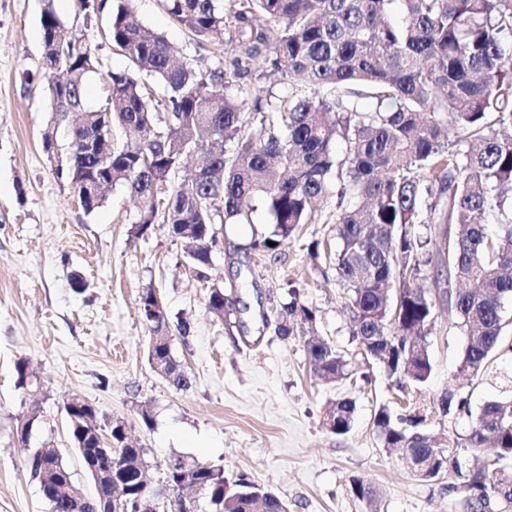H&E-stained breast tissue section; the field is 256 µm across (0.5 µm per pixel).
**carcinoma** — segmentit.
Listing matches in <instances>:
<instances>
[{
  "instance_id": "carcinoma-1",
  "label": "carcinoma",
  "mask_w": 512,
  "mask_h": 512,
  "mask_svg": "<svg viewBox=\"0 0 512 512\" xmlns=\"http://www.w3.org/2000/svg\"><path fill=\"white\" fill-rule=\"evenodd\" d=\"M171 19L201 43L229 31L230 56L215 68L180 60L178 48L143 24L128 0H103L110 19L112 47L130 62L109 74L104 107L111 127L106 148L84 153L86 132L53 119L46 140L63 131L75 152L65 173L79 192L99 199L84 204L90 214L103 205L104 191L127 188L139 207L132 232L141 237L156 224L169 226L174 239L188 243L186 264L199 278L212 265L219 232L214 222L238 224L248 217L244 203L257 200L269 214L272 232L256 233L248 248L273 252L280 240L304 224H334L340 245L327 252L329 268L344 288L352 336L366 356L382 354L381 364L403 391L428 381L429 344L439 317L467 338L456 377L462 383L438 398L441 415H472L465 387L489 383L500 396L485 401L461 446L493 453L492 471L458 473L466 487V512H488V482L499 486L512 505V374L497 361L512 355L506 303L512 302V217L504 214L512 192V49L502 41L512 32V0H237L230 14L224 0H164ZM42 40L68 33L51 6L42 12ZM263 59L288 81L275 94L240 80ZM102 65L81 39L69 38L43 54V74L58 111L84 102V77ZM236 87V93L227 89ZM468 144L454 149L449 135ZM349 155L338 160L335 146ZM201 156L200 176L175 185L178 172ZM336 197V211L324 217V203ZM442 241L436 265L439 300L419 287L432 263L427 246ZM272 245H267V242ZM283 304L276 333L283 339L307 336L315 311L296 291ZM207 306L224 322L227 335L241 331L231 320L235 301L226 289H209ZM150 366L173 387L190 379L171 351V326L163 314L146 325ZM377 340L362 345L363 339ZM314 373L324 381L346 377L347 361L328 340L306 341ZM16 386L41 387L28 361L14 363ZM355 402L338 400L325 410L330 432L351 429ZM70 443L82 467L112 474L121 487V512H147L138 477L148 468L145 449L129 442L119 419L99 414L87 400L64 406ZM41 418L35 403L16 418L21 448ZM374 426L389 448L412 457L427 481L448 471V448L430 443L435 432L427 416L396 414L382 405ZM50 512H114L111 491L94 486L79 506L68 495L73 472L59 449L28 455ZM164 487L173 493L169 512H189L183 504L184 479L201 484L206 496L195 512H288L276 494L240 474L233 483L224 467L192 469L181 457L165 460Z\"/></svg>"
}]
</instances>
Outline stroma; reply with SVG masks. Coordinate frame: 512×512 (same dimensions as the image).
Here are the masks:
<instances>
[{"label":"stroma","instance_id":"obj_1","mask_svg":"<svg viewBox=\"0 0 512 512\" xmlns=\"http://www.w3.org/2000/svg\"><path fill=\"white\" fill-rule=\"evenodd\" d=\"M47 4L103 60V70L86 78L88 106L105 98L108 72L129 66L107 37L106 18L82 0H0V512H49L15 433L17 417L32 403L41 405L44 418L27 448L64 450L76 480L87 483L69 449L62 413L74 395L101 414L125 419L133 442L146 450L154 485L163 478L164 460L180 455L223 466L231 481L246 474L284 499L289 512H465L460 494L450 489L454 472L422 480L377 435L374 413L395 405L398 389L377 362H365L343 288L326 283L325 261L308 252L316 239L337 246L334 225H307L275 254L260 256L247 249L252 232L272 226L264 210H255L250 223L220 234L213 265L200 280L167 225L132 236L136 203L126 188L114 187L101 208L84 213L42 149L52 116L48 83L40 78ZM130 7L182 56L204 68L217 66L224 37L196 44L162 0H130ZM76 272L87 282L80 293L70 286ZM215 285L234 289L247 306L235 336L206 308ZM146 288L158 294L171 324L189 325L188 335L172 340L191 378L189 390H176L147 362L138 312V295ZM292 288L315 309L317 332L344 356L348 378L319 381L304 336H276L273 324ZM428 342L432 377L408 399L454 442L467 435L473 419L442 417L437 399L453 383L465 338L441 317ZM21 357L41 380L38 396L15 386L14 363ZM343 398L355 401L356 411L350 432L338 436L326 429L324 414ZM144 406L153 415L149 427L138 415ZM357 480L373 490L374 501L354 494Z\"/></svg>","mask_w":512,"mask_h":512}]
</instances>
